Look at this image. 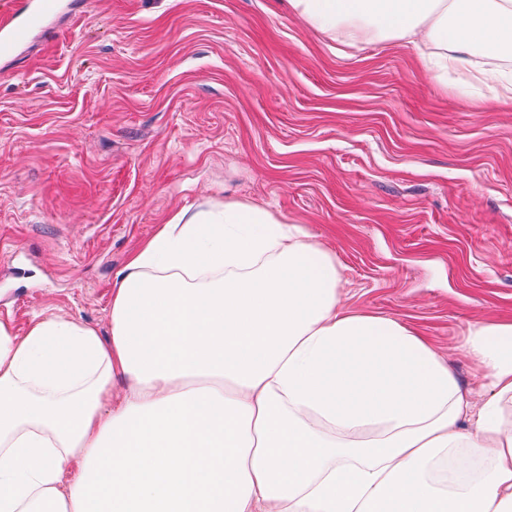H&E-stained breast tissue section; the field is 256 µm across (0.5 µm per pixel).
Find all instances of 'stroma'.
<instances>
[{"instance_id": "1", "label": "stroma", "mask_w": 512, "mask_h": 512, "mask_svg": "<svg viewBox=\"0 0 512 512\" xmlns=\"http://www.w3.org/2000/svg\"><path fill=\"white\" fill-rule=\"evenodd\" d=\"M78 2L0 56V320L109 339L142 242L239 200L300 225L346 307L412 326L478 389L466 334L512 321V102L285 0Z\"/></svg>"}]
</instances>
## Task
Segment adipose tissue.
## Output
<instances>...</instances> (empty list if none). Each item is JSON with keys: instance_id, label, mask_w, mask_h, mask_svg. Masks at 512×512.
I'll use <instances>...</instances> for the list:
<instances>
[{"instance_id": "obj_1", "label": "adipose tissue", "mask_w": 512, "mask_h": 512, "mask_svg": "<svg viewBox=\"0 0 512 512\" xmlns=\"http://www.w3.org/2000/svg\"><path fill=\"white\" fill-rule=\"evenodd\" d=\"M310 28L436 47L512 99V0H289ZM331 253L232 201L117 273L111 337L0 321V512H512V322L475 401L407 324L349 310ZM124 379L115 395L116 379Z\"/></svg>"}]
</instances>
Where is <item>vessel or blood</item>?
<instances>
[{"instance_id":"obj_1","label":"vessel or blood","mask_w":512,"mask_h":512,"mask_svg":"<svg viewBox=\"0 0 512 512\" xmlns=\"http://www.w3.org/2000/svg\"><path fill=\"white\" fill-rule=\"evenodd\" d=\"M62 10L61 0H25L18 9L12 0H0V55L23 49L34 31L49 28Z\"/></svg>"}]
</instances>
